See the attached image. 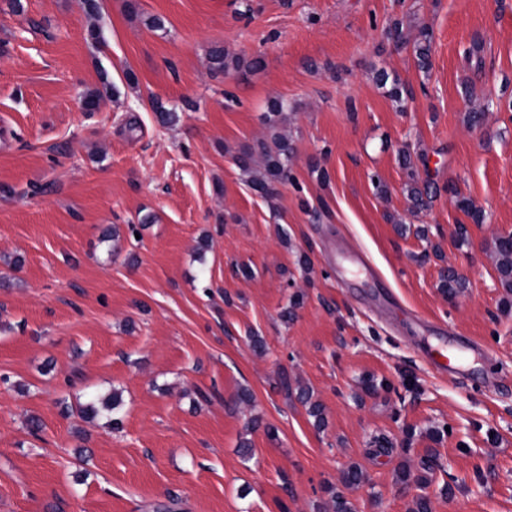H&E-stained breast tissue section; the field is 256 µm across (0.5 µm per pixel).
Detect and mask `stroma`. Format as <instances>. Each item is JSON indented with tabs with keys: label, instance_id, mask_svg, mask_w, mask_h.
I'll list each match as a JSON object with an SVG mask.
<instances>
[{
	"label": "stroma",
	"instance_id": "obj_1",
	"mask_svg": "<svg viewBox=\"0 0 512 512\" xmlns=\"http://www.w3.org/2000/svg\"><path fill=\"white\" fill-rule=\"evenodd\" d=\"M22 3L0 0V512H330L353 462L356 512L421 494L512 512V294L492 257L512 234V0H98L99 42L83 0ZM396 19L431 32L429 72L386 38ZM217 44L262 68L211 71ZM273 98L293 107V178L265 198L235 158L269 138ZM413 179L437 189L418 214ZM115 389L121 429L62 412ZM429 447L430 483L397 482Z\"/></svg>",
	"mask_w": 512,
	"mask_h": 512
}]
</instances>
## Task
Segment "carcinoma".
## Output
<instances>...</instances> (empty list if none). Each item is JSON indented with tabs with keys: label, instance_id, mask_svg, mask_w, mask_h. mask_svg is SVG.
<instances>
[{
	"label": "carcinoma",
	"instance_id": "1",
	"mask_svg": "<svg viewBox=\"0 0 512 512\" xmlns=\"http://www.w3.org/2000/svg\"><path fill=\"white\" fill-rule=\"evenodd\" d=\"M432 35L429 30L424 28L419 33V39L414 45V52L420 68L427 70L430 68ZM209 62L211 70L228 74L232 71H254L262 66V59L259 57L246 60L241 57H233L224 52V47L215 46L209 51ZM376 82L379 86L387 88V93L399 107H404L408 89L398 77H390L385 71L376 74ZM293 111V107L283 99L272 101L265 114V123L269 129H276L284 118V113ZM294 147L291 140L285 135H275L272 142L258 141L254 146L248 148L236 158L239 168L251 174L250 186L262 197H268L274 193L275 185L284 184L292 179L288 162L293 154ZM261 160L263 171L254 170L253 165L256 160ZM448 192L458 196L457 205L474 223L480 224L484 221V213L477 208L474 203L458 195V191L450 186ZM408 197L411 201L412 209L421 210L428 206L432 199L431 186L428 183L418 185L413 183L408 190ZM494 254L496 257V269L499 274L500 282L507 291L512 292V243L498 238L494 242ZM465 288V279L455 270L450 269L443 275L440 282L441 291L453 299L457 297L462 289ZM298 400L308 406V413L315 419V425L322 427L325 425V418L320 405L311 402L310 393L304 389L298 393ZM121 394L112 393L107 399L97 396L91 397L87 402L78 407L79 414L88 419H96L102 414H108L107 424L113 429H118L122 425L120 416ZM365 481V474L362 468L356 464H349L342 472L340 478L341 487L329 485L325 492L332 502V512H354V506L346 498L344 490L360 486Z\"/></svg>",
	"mask_w": 512,
	"mask_h": 512
}]
</instances>
